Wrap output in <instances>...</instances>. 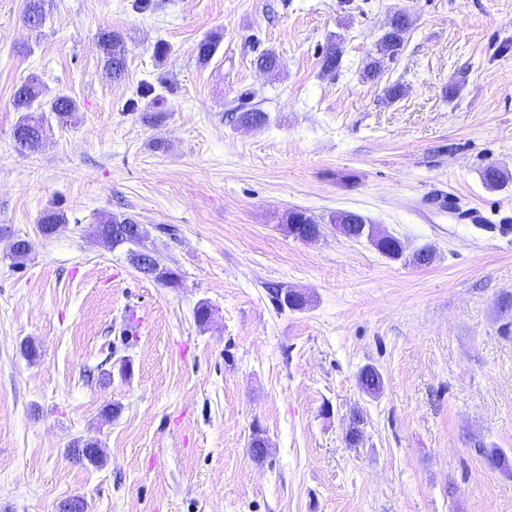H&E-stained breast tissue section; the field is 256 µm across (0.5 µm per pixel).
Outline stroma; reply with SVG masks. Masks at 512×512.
<instances>
[{
	"instance_id": "1",
	"label": "stroma",
	"mask_w": 512,
	"mask_h": 512,
	"mask_svg": "<svg viewBox=\"0 0 512 512\" xmlns=\"http://www.w3.org/2000/svg\"><path fill=\"white\" fill-rule=\"evenodd\" d=\"M23 7L0 0V512L76 497L85 512H512V474L478 452L512 458V179L481 180L490 164L512 175V0H51L38 32ZM397 12L412 21L404 48L366 80ZM105 28L124 37L119 81ZM267 50L278 74L254 65ZM33 74L78 110L22 153L12 93ZM145 82L160 122L128 109ZM252 108L265 125L240 122ZM52 206L68 221L46 237ZM293 208L318 221L315 241L288 235ZM471 208L485 222L461 221ZM340 210L397 237L403 258L337 233ZM105 212L137 216L141 249L178 286L95 236ZM20 237L32 250L17 265ZM424 246L434 261L413 265ZM277 288L310 302L280 306ZM123 357L131 378L105 379ZM78 441L98 464L76 460ZM122 43V36L117 31L105 30L99 35V45L103 53L104 67L108 73L112 74L113 80L121 79L127 66Z\"/></svg>"
}]
</instances>
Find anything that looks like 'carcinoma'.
<instances>
[{"label":"carcinoma","instance_id":"1","mask_svg":"<svg viewBox=\"0 0 512 512\" xmlns=\"http://www.w3.org/2000/svg\"><path fill=\"white\" fill-rule=\"evenodd\" d=\"M45 2L47 0H25L22 20L31 30L41 29L46 20ZM411 27L410 18L405 14L393 16L389 28L382 36L378 56L370 58L366 63L363 76L367 80H376L384 73L387 64L394 61L402 52L406 35ZM123 39L119 32L105 30L99 35V45L103 53L104 67L112 74V79L119 80L126 70V59L122 50ZM220 46V38L208 36L197 45V60L206 64L215 56ZM341 47L340 40L332 38L322 51L321 70L326 74L336 72L340 65ZM258 68L274 73L279 69V58L275 52L267 50L258 55L255 60ZM13 110L20 113L13 128V138L20 145V150L34 152L39 149L42 140L46 136L43 114L52 112L61 123L68 122L74 112L77 111L75 100L61 92L50 93L44 81L36 75L29 76L20 85L16 86L12 95ZM509 179L508 173L492 165L487 166L482 173L484 185L494 189ZM67 222L64 210L51 207L44 211L41 219V232L45 236L53 234L56 227ZM333 224L354 223L351 227L353 238L359 239L364 234H369V241L379 251L390 258L398 259L403 255L401 242L379 231L374 224L366 225L362 215L344 211L330 217ZM286 230L289 235L305 241L320 235V224L307 211L292 209L285 216ZM97 233L105 242L112 246L137 245L144 237L142 224L131 215L116 216L111 213L100 216L97 225ZM161 285L173 287L178 284L179 275L173 269L158 264L143 273ZM359 384L368 395L377 394L382 388V376L380 372L368 366L359 374ZM488 464L505 473H512V463L508 456L498 448L482 449Z\"/></svg>","mask_w":512,"mask_h":512}]
</instances>
